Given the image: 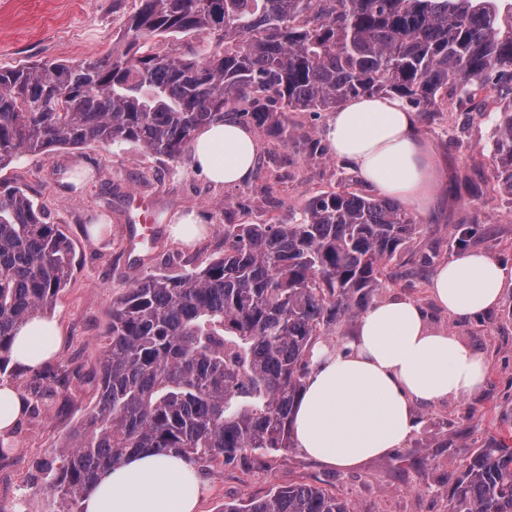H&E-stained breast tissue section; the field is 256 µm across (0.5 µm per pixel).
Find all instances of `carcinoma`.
Listing matches in <instances>:
<instances>
[{"label": "carcinoma", "mask_w": 512, "mask_h": 512, "mask_svg": "<svg viewBox=\"0 0 512 512\" xmlns=\"http://www.w3.org/2000/svg\"><path fill=\"white\" fill-rule=\"evenodd\" d=\"M213 41L160 53L154 39ZM127 51L0 67V167L60 146L131 144L179 159L196 130L235 114L308 156L289 112L396 95L427 113L495 110V177L512 196V10L498 0H135ZM421 225L352 184L311 198L298 223L226 224L224 254L180 274L148 272L112 302L97 403L57 450L49 490L80 507L99 474L133 454L196 466L296 447L292 413L312 349L379 288ZM71 243L20 189L0 195V377L17 330L47 315L73 274ZM60 365L35 383L51 392ZM223 512H355L295 483ZM448 512H512V426L462 459Z\"/></svg>", "instance_id": "cac0c4a2"}]
</instances>
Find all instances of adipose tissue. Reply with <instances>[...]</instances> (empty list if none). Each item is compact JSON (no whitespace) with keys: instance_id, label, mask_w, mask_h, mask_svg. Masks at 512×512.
Masks as SVG:
<instances>
[{"instance_id":"ef3b65f1","label":"adipose tissue","mask_w":512,"mask_h":512,"mask_svg":"<svg viewBox=\"0 0 512 512\" xmlns=\"http://www.w3.org/2000/svg\"><path fill=\"white\" fill-rule=\"evenodd\" d=\"M327 151L347 163L369 187L423 210L434 200L438 162L418 113L397 98L361 96L332 112L323 131ZM260 143L234 116L198 129L193 169L212 183L241 185L257 165ZM512 268L475 250L436 265L429 288L437 306L465 322L494 309ZM56 322L39 317L23 325L13 358L35 368L53 358ZM487 377L483 353L445 329L431 326L414 300L393 296L360 315L351 336L335 347L317 344L293 416V436L309 457L351 470L405 444L418 429L417 411L480 389ZM203 481L174 455L142 452L103 471L84 512H198Z\"/></svg>"}]
</instances>
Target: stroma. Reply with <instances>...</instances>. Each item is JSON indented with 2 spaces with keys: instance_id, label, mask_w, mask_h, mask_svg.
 I'll list each match as a JSON object with an SVG mask.
<instances>
[{
  "instance_id": "35a3bbf8",
  "label": "stroma",
  "mask_w": 512,
  "mask_h": 512,
  "mask_svg": "<svg viewBox=\"0 0 512 512\" xmlns=\"http://www.w3.org/2000/svg\"><path fill=\"white\" fill-rule=\"evenodd\" d=\"M133 9L134 0L117 9L112 0H0V66L124 51ZM421 130L441 161V179L436 209L414 214L422 226L412 246L416 258L448 260L456 230L467 229L471 249L512 267V197L493 188V112L454 106L422 116ZM258 139V167L236 186L213 184L188 157L171 160L126 144L58 147L0 168V191L25 190L45 222L69 237L75 257L73 277L50 314L61 329L55 361L68 367L69 383L49 402L35 393L31 371L17 370L13 381L29 411L13 431L12 453L0 458V512H63L64 503L48 490L53 452L97 400L105 328L117 297L146 272L205 266L224 252L225 225L288 220L320 192L359 179L330 156L312 159L296 143L263 133ZM469 182L480 183L482 193L468 194ZM135 196L149 203L146 216L131 208ZM187 212L208 229L191 248L167 233L172 217ZM392 295L414 299L434 325L485 354L484 386L419 409L421 425L403 447L354 470L325 467L298 448L202 468L206 493L199 512H219L224 502L301 482L350 500L357 512H448L465 443L487 439L501 419H512V281L495 309L467 322L435 305L427 281L389 282L376 293L380 300Z\"/></svg>"
}]
</instances>
